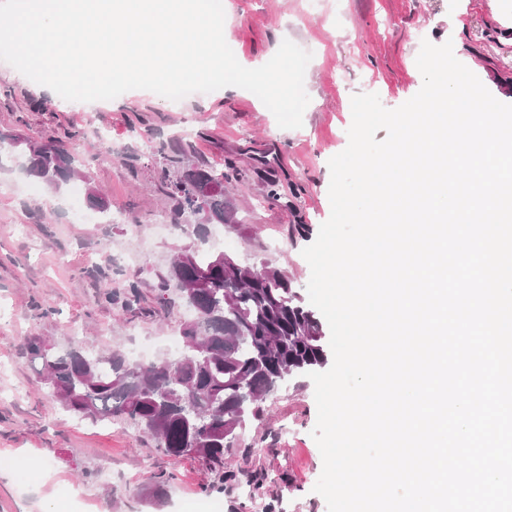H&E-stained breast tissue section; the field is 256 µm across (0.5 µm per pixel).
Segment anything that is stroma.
Wrapping results in <instances>:
<instances>
[{
    "label": "stroma",
    "instance_id": "1",
    "mask_svg": "<svg viewBox=\"0 0 512 512\" xmlns=\"http://www.w3.org/2000/svg\"><path fill=\"white\" fill-rule=\"evenodd\" d=\"M223 2L226 42L244 67L264 65L286 39L311 52L301 128H280L256 95L234 86L177 107L146 90L66 103L0 61V131L34 142L71 131L67 148L88 177L56 193L20 172L18 153L0 152V461L14 463L0 468V512H327L313 491L323 460L308 377L283 380L226 453L263 482L227 486L198 459L165 456L132 422L67 412L41 382L26 341L41 336L63 348L75 327L99 354L115 349L134 363L145 349L154 360L177 357L170 341L192 311L161 277L180 248L214 246L171 224L159 144L186 137L197 159L233 162L244 182L231 190L230 256L286 271L303 295L311 271L301 252L330 215L328 161L348 144L353 95L374 92L385 108L400 106L422 87V42L449 41L490 93L512 104V45L502 39L512 0H322L315 15L307 0ZM101 128L113 145L98 141ZM88 182L107 209L78 224L73 212L88 203L72 192ZM272 182L274 200L263 195ZM132 279L137 306L105 300Z\"/></svg>",
    "mask_w": 512,
    "mask_h": 512
}]
</instances>
